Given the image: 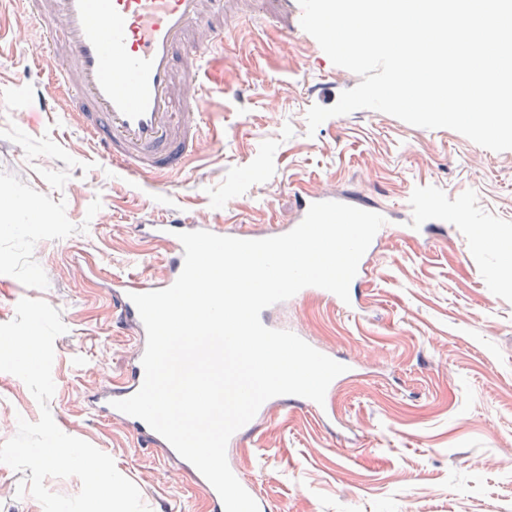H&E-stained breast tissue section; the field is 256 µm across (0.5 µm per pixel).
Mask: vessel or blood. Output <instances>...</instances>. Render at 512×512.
Listing matches in <instances>:
<instances>
[{
  "mask_svg": "<svg viewBox=\"0 0 512 512\" xmlns=\"http://www.w3.org/2000/svg\"><path fill=\"white\" fill-rule=\"evenodd\" d=\"M40 29L42 51L35 64L49 82L28 93L45 113L60 112L94 145L99 158L130 176L158 178L180 172L203 141L199 102L207 82L224 78V36L243 17L263 13L283 37L300 28L298 0H17ZM320 199L342 201L328 191ZM318 197L294 196L291 224L259 231L251 226L204 221L176 210L147 216L134 232L171 253L161 277L147 273L101 280L105 294L136 338L125 378L110 380L86 403L100 419L117 418L164 458L178 454L143 420L113 408L135 394L144 378L146 330L131 294L174 284L184 264L179 233L208 231L257 240L290 232Z\"/></svg>",
  "mask_w": 512,
  "mask_h": 512,
  "instance_id": "b4317fda",
  "label": "vessel or blood"
}]
</instances>
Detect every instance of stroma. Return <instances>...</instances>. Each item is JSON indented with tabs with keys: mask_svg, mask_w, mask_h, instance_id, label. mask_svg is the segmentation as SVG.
<instances>
[{
	"mask_svg": "<svg viewBox=\"0 0 512 512\" xmlns=\"http://www.w3.org/2000/svg\"><path fill=\"white\" fill-rule=\"evenodd\" d=\"M36 48L0 41V190L50 216L20 231L0 226V323L24 298L60 311L67 331L54 343L49 407L62 432L110 455L150 512H204L185 468L87 409L88 392L126 375L134 338L85 272L160 275L165 247L132 236L150 211L284 224L294 193L332 186L396 213L430 208L437 231L415 240L399 223L382 238L358 317L317 297L280 311L357 371L335 393L334 418L271 409L228 460L270 512H512V471L500 465L512 456V282L498 275L512 249V150L368 109L308 133L309 108L333 106L359 78L307 32L283 44L264 17L224 43V80L203 97L204 148L150 186L114 176L63 114L18 120L39 82ZM481 229L495 243H482ZM39 417L24 382L0 372V443L18 419Z\"/></svg>",
	"mask_w": 512,
	"mask_h": 512,
	"instance_id": "stroma-1",
	"label": "stroma"
}]
</instances>
